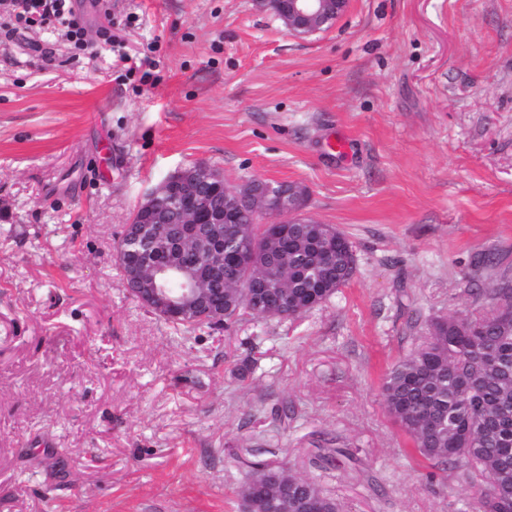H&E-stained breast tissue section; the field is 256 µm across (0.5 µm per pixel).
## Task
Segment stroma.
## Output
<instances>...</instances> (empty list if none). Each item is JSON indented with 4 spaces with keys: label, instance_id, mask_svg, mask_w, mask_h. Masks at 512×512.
I'll return each mask as SVG.
<instances>
[{
    "label": "stroma",
    "instance_id": "35a3bbf8",
    "mask_svg": "<svg viewBox=\"0 0 512 512\" xmlns=\"http://www.w3.org/2000/svg\"><path fill=\"white\" fill-rule=\"evenodd\" d=\"M86 27L84 50L57 18L0 45V512H239L256 457L341 512H477L381 386L427 319L495 287L475 255L512 267V0H351L307 38L254 0H112ZM196 162L304 186L352 280L221 330L139 306L123 226Z\"/></svg>",
    "mask_w": 512,
    "mask_h": 512
}]
</instances>
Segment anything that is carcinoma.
I'll return each mask as SVG.
<instances>
[{"label":"carcinoma","mask_w":512,"mask_h":512,"mask_svg":"<svg viewBox=\"0 0 512 512\" xmlns=\"http://www.w3.org/2000/svg\"><path fill=\"white\" fill-rule=\"evenodd\" d=\"M248 221L241 215L224 225V252L239 248L248 233L264 238L265 230ZM269 255L287 274L288 309L299 314L312 309L313 294L328 299L356 271L352 243L330 224L292 225L287 241L256 254L252 274H265ZM467 295L482 314L430 319L425 341L387 372L383 400L420 461L444 467L465 462L462 479L479 490L478 512H512V304L497 305L512 298V276L504 271L497 287L470 288ZM242 311L263 316L224 288V321ZM251 473L268 478L242 486L241 497L256 502V512H266L273 494L288 499L291 512H307L303 504L310 497L320 499L326 512L339 510L314 482L281 465L255 463Z\"/></svg>","instance_id":"cac0c4a2"}]
</instances>
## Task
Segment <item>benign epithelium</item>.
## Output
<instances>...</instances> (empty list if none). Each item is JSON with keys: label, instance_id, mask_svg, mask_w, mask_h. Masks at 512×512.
Masks as SVG:
<instances>
[{"label": "benign epithelium", "instance_id": "benign-epithelium-1", "mask_svg": "<svg viewBox=\"0 0 512 512\" xmlns=\"http://www.w3.org/2000/svg\"><path fill=\"white\" fill-rule=\"evenodd\" d=\"M267 7L284 23L288 31L307 37L336 21L346 11L349 0H255ZM306 190L297 185L269 183L261 179L238 187L224 186V177L202 164L183 167L168 176L147 194L140 209L145 218L140 223L124 225L118 250L138 247L141 260L123 268L130 295L143 307L163 319H184L187 325L224 324V306L214 303L206 314L199 308L207 304L211 285L224 280V220L230 215L250 214L252 223L264 218L267 237L283 238L286 224H313L305 213ZM166 224H182V232L171 241L170 263L158 265L149 251V243L164 235ZM189 251L195 256L198 272L184 274L181 256ZM281 275H266L257 280L248 274L236 281L238 292L265 299Z\"/></svg>", "mask_w": 512, "mask_h": 512}]
</instances>
